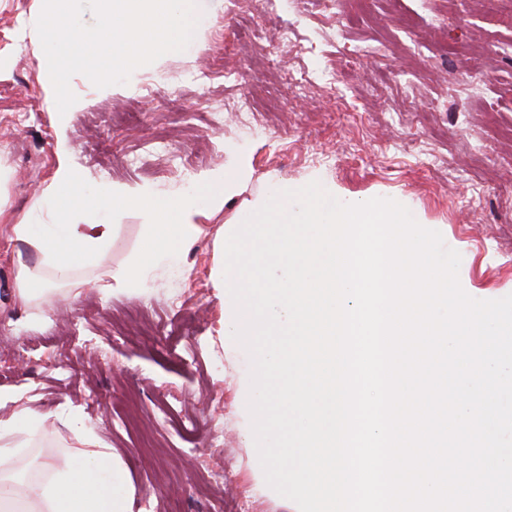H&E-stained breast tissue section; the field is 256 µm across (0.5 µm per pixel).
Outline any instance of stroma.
I'll use <instances>...</instances> for the list:
<instances>
[{
    "label": "stroma",
    "mask_w": 512,
    "mask_h": 512,
    "mask_svg": "<svg viewBox=\"0 0 512 512\" xmlns=\"http://www.w3.org/2000/svg\"><path fill=\"white\" fill-rule=\"evenodd\" d=\"M195 45L164 53L112 88L72 71L84 103L67 130L86 191L148 185L162 194L247 149L254 177L301 183L323 172L338 191L386 195L461 255L459 281L480 300L512 294V0H339L230 15L195 0ZM46 0H0V390L55 413L78 409L119 455L132 512H291L266 486L245 387L251 360L210 281L213 239L238 208L205 211L189 277L158 272L149 300L102 299L94 284L31 322L13 301V224L34 214L59 165L58 105L31 30ZM312 72L294 87V75ZM191 157L190 168L180 160ZM220 447H212V438ZM225 474L201 496L204 467Z\"/></svg>",
    "instance_id": "obj_1"
}]
</instances>
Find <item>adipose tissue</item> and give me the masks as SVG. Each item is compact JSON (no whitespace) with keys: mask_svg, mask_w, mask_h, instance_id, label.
I'll return each instance as SVG.
<instances>
[{"mask_svg":"<svg viewBox=\"0 0 512 512\" xmlns=\"http://www.w3.org/2000/svg\"><path fill=\"white\" fill-rule=\"evenodd\" d=\"M105 2L96 25L88 29L67 0H48L36 30L60 106L55 150L61 163L39 202L54 212L56 221L13 225L9 249L16 299L39 317L59 299H76L80 281L96 282L106 299L117 293L147 298L157 272L183 266L194 250L202 234L197 218L203 209L232 202L254 174L250 152L228 148L223 164L198 173L191 189L172 196L159 195L146 185L85 191L67 162V129L82 107L71 95L67 72L83 70L103 86L114 76L133 77L157 52L192 42L198 26L193 0ZM131 209L144 221L138 251L128 262L102 266ZM94 212L106 213L107 222H89ZM18 401L17 394L0 392V406H16L9 417L0 418V512H128L123 493L127 475L118 455L107 447L48 457L40 465L39 478L20 483L21 439L43 431L56 417L19 406Z\"/></svg>","mask_w":512,"mask_h":512,"instance_id":"1","label":"adipose tissue"}]
</instances>
